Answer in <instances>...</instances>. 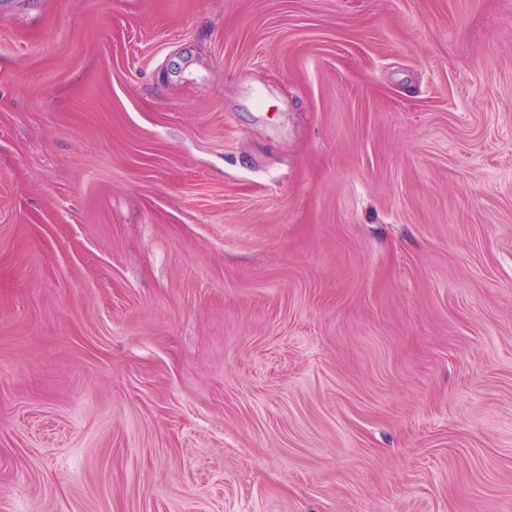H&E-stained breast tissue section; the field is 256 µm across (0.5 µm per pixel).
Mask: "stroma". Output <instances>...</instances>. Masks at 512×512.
Here are the masks:
<instances>
[{
    "mask_svg": "<svg viewBox=\"0 0 512 512\" xmlns=\"http://www.w3.org/2000/svg\"><path fill=\"white\" fill-rule=\"evenodd\" d=\"M0 512H512V0H0Z\"/></svg>",
    "mask_w": 512,
    "mask_h": 512,
    "instance_id": "1",
    "label": "stroma"
}]
</instances>
